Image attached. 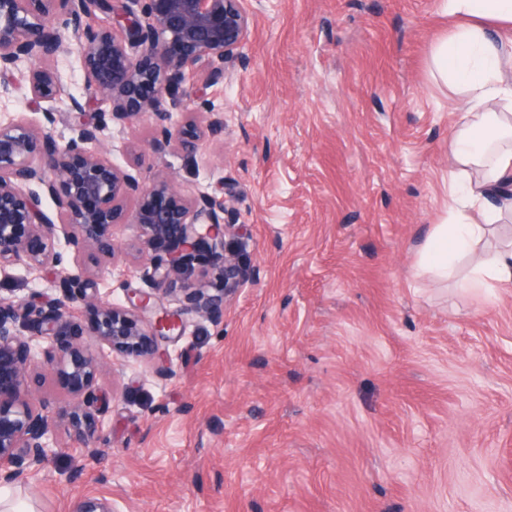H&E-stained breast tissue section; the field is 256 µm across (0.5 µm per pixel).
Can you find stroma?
I'll return each instance as SVG.
<instances>
[{"label":"stroma","mask_w":512,"mask_h":512,"mask_svg":"<svg viewBox=\"0 0 512 512\" xmlns=\"http://www.w3.org/2000/svg\"><path fill=\"white\" fill-rule=\"evenodd\" d=\"M249 35L207 88L194 155L147 114L102 148L143 185L229 199L253 276L220 321L186 315L164 367L104 355L95 452L61 447L14 493L32 512H512V285L486 296L415 268L453 205L458 99L430 71L443 0H244ZM32 103L0 83V123L68 139L81 71ZM146 157L132 167L133 152ZM99 282L124 306L161 247L117 224ZM64 270L0 276L53 302Z\"/></svg>","instance_id":"stroma-1"}]
</instances>
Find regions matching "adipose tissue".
<instances>
[{
  "label": "adipose tissue",
  "mask_w": 512,
  "mask_h": 512,
  "mask_svg": "<svg viewBox=\"0 0 512 512\" xmlns=\"http://www.w3.org/2000/svg\"><path fill=\"white\" fill-rule=\"evenodd\" d=\"M455 26L431 55L433 78L458 98L448 141V187L457 208L420 252L422 271L455 279L457 257L474 255L465 285L512 284V242L499 220L512 215V0H445Z\"/></svg>",
  "instance_id": "1"
}]
</instances>
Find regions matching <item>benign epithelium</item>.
I'll list each match as a JSON object with an SVG mask.
<instances>
[{
  "instance_id": "7a95c632",
  "label": "benign epithelium",
  "mask_w": 512,
  "mask_h": 512,
  "mask_svg": "<svg viewBox=\"0 0 512 512\" xmlns=\"http://www.w3.org/2000/svg\"><path fill=\"white\" fill-rule=\"evenodd\" d=\"M97 10L112 16V27L84 23ZM61 15L74 25V62L101 116L123 122L149 112L163 139L194 154L202 131L193 114L210 107L204 89L224 78V62L248 37L242 0H0V73L18 71L35 100H52L62 88L58 68L33 67L67 52ZM201 63L209 66L201 86L187 83V70ZM174 109L184 110L177 125L169 124ZM106 126L73 123L60 143L24 118L0 124V275L66 263L77 269L59 280L61 298L50 308L0 300L1 484H26L44 470L61 427L91 447L106 415L93 391L98 347L119 361L161 362L160 341L182 335L184 315L219 321L224 301L252 276L224 249L227 201L206 194L190 200L166 177L141 187L100 153ZM44 197L54 204L51 214L41 208ZM114 224L134 225L149 245L170 242L145 271L154 291L140 292L129 308L104 298L82 268L87 256H115ZM204 257L220 281L213 293L191 278ZM157 292L181 293L182 306L162 307ZM39 371L62 377L68 404L36 394L30 382Z\"/></svg>"
}]
</instances>
